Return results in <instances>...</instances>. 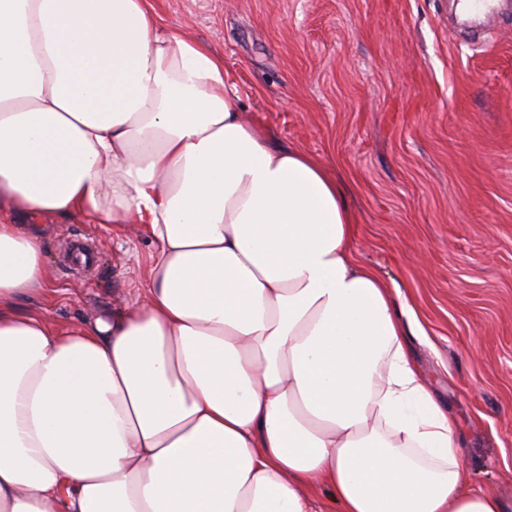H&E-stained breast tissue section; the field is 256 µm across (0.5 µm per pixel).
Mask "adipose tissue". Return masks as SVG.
Instances as JSON below:
<instances>
[{
    "mask_svg": "<svg viewBox=\"0 0 512 512\" xmlns=\"http://www.w3.org/2000/svg\"><path fill=\"white\" fill-rule=\"evenodd\" d=\"M148 0H0V512H512L462 487L398 288L330 171ZM136 224L138 301L73 328L41 224Z\"/></svg>",
    "mask_w": 512,
    "mask_h": 512,
    "instance_id": "adipose-tissue-1",
    "label": "adipose tissue"
}]
</instances>
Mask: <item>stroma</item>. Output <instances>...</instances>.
I'll return each mask as SVG.
<instances>
[{"mask_svg":"<svg viewBox=\"0 0 512 512\" xmlns=\"http://www.w3.org/2000/svg\"><path fill=\"white\" fill-rule=\"evenodd\" d=\"M224 59L241 112L337 177L355 256L397 283L419 370L466 444V488L512 494V17L467 34L452 0H149ZM59 326L135 299L153 244L48 217Z\"/></svg>","mask_w":512,"mask_h":512,"instance_id":"1","label":"stroma"}]
</instances>
